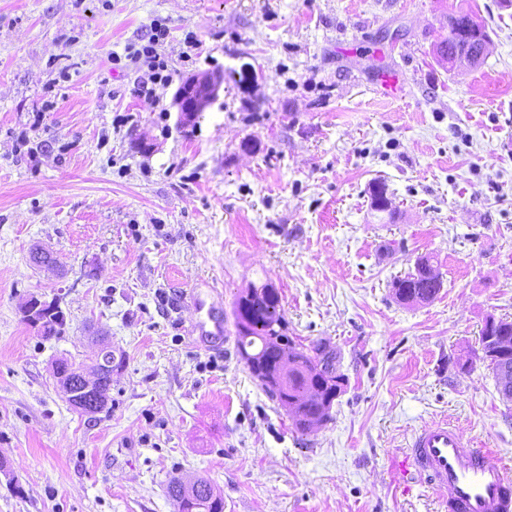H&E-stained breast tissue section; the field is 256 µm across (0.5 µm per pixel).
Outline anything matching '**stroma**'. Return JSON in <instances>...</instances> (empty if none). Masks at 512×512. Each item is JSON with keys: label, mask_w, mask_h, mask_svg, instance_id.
Instances as JSON below:
<instances>
[{"label": "stroma", "mask_w": 512, "mask_h": 512, "mask_svg": "<svg viewBox=\"0 0 512 512\" xmlns=\"http://www.w3.org/2000/svg\"><path fill=\"white\" fill-rule=\"evenodd\" d=\"M463 4L490 45L451 69L429 50ZM154 17L177 74L147 93L108 56ZM202 74L223 84L180 127L176 86ZM424 256L439 294L398 302ZM266 283L289 335L340 354L345 390L305 435L237 353L233 303ZM195 291L224 311L222 354L188 334ZM32 294L63 335L24 322ZM490 317L512 321V0H0V512H176L178 474L224 512H445L397 462L446 419L512 465ZM97 329L122 366L88 418L52 367L89 362ZM42 297L31 296L23 305V312L27 315H32L37 309L44 306H55V300L59 305L60 311L57 308H44L37 314L36 320L40 323L36 325L35 322L29 320L23 315V320L27 325L35 330L37 335L43 339H49L55 336H61L64 332L66 325V316L60 307L58 299H52L51 301L42 300Z\"/></svg>", "instance_id": "stroma-1"}]
</instances>
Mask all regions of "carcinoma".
<instances>
[{"label": "carcinoma", "mask_w": 512, "mask_h": 512, "mask_svg": "<svg viewBox=\"0 0 512 512\" xmlns=\"http://www.w3.org/2000/svg\"><path fill=\"white\" fill-rule=\"evenodd\" d=\"M478 13L460 10L448 16V36L435 42L432 56L438 62L455 66L463 53L473 55L472 66L482 64L477 56L478 35L487 34L485 21L470 26L469 35L459 29V23L470 22ZM430 258L422 257L416 273L398 278L392 283L396 298L405 304L425 303L439 293L442 281L429 276ZM237 330V351L241 359L265 390L294 418L296 429L306 433L329 419L334 401L343 392L344 374L333 370L336 350L325 341L304 349L288 335L278 291L268 284L252 286L241 292L234 303ZM25 323L43 339L59 336L66 325L65 313L56 308H44L37 321ZM482 361L492 369L497 379L512 373V351L501 357L488 346L482 347ZM199 488L190 492L180 478H171L166 486L167 496L178 505V512H224V496L203 477L197 478Z\"/></svg>", "instance_id": "carcinoma-1"}]
</instances>
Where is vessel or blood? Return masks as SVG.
Instances as JSON below:
<instances>
[{
	"label": "vessel or blood",
	"mask_w": 512,
	"mask_h": 512,
	"mask_svg": "<svg viewBox=\"0 0 512 512\" xmlns=\"http://www.w3.org/2000/svg\"><path fill=\"white\" fill-rule=\"evenodd\" d=\"M193 303L198 318L191 334L207 350L224 346V314L201 298ZM406 480L419 479L447 491V512H512V468L443 420L425 426L408 444L398 464Z\"/></svg>",
	"instance_id": "obj_1"
}]
</instances>
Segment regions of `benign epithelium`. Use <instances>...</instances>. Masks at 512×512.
Listing matches in <instances>:
<instances>
[{
  "mask_svg": "<svg viewBox=\"0 0 512 512\" xmlns=\"http://www.w3.org/2000/svg\"><path fill=\"white\" fill-rule=\"evenodd\" d=\"M220 80L211 75L194 76L184 81L176 90L173 104L177 108L178 122L190 125L217 96ZM487 342L497 350H512V336L487 330ZM112 355V344L104 336L97 339V355L92 364L85 367L69 363L66 372L55 375L66 402L76 411L90 418L103 411L109 401V393L102 390L108 376L105 358Z\"/></svg>",
  "mask_w": 512,
  "mask_h": 512,
  "instance_id": "1",
  "label": "benign epithelium"
}]
</instances>
